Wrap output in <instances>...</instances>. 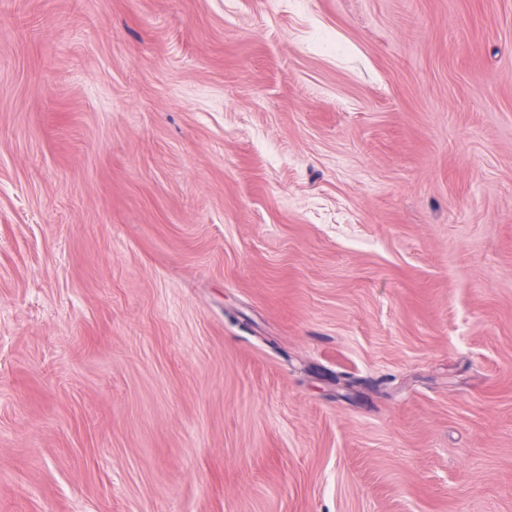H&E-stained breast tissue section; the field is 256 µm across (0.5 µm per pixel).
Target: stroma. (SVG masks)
Segmentation results:
<instances>
[{
    "label": "stroma",
    "instance_id": "1",
    "mask_svg": "<svg viewBox=\"0 0 512 512\" xmlns=\"http://www.w3.org/2000/svg\"><path fill=\"white\" fill-rule=\"evenodd\" d=\"M0 512H512V0H0Z\"/></svg>",
    "mask_w": 512,
    "mask_h": 512
}]
</instances>
